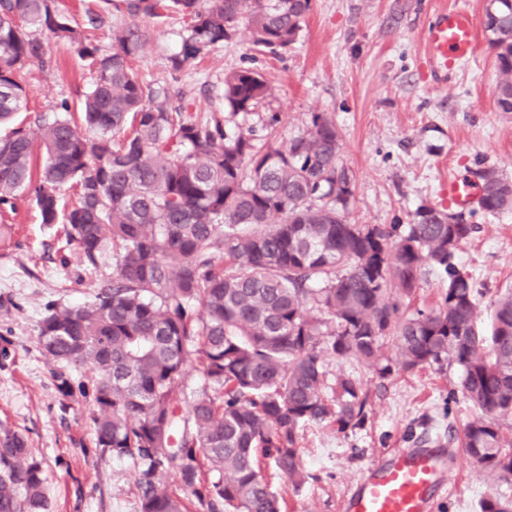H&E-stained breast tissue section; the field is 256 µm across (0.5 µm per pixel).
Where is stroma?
Segmentation results:
<instances>
[{
    "mask_svg": "<svg viewBox=\"0 0 512 512\" xmlns=\"http://www.w3.org/2000/svg\"><path fill=\"white\" fill-rule=\"evenodd\" d=\"M489 0H312L302 31L278 55L255 52L248 29L217 46L192 67L175 73L169 58L186 26L181 16L141 18L148 39L134 60L140 77L182 93L187 112L217 107L228 70L249 67L263 74L273 96L248 122L262 128L278 113L280 140L302 133L311 113H333L342 136L340 159L353 177V224H405L417 207L446 210L453 177L473 179L496 167L512 178V112L499 111V73L486 41L469 64L435 80L425 29L436 10L462 6L482 20ZM52 64L29 67L22 84L27 111L17 120L35 129L61 100L79 103L92 76L69 46L52 45ZM477 229L460 247L459 262L480 291L476 324L490 329V304L512 286V211L476 213ZM0 237V424L24 435L41 461L50 512H138L134 466L95 446L92 405L63 397L58 366L37 343L50 301L80 305L111 280V254L87 269L55 229L42 224L30 200L17 203ZM328 386L339 375L356 378L368 394L362 427L307 426L301 440L306 480L295 488L274 479L285 512H341L352 483L382 454L414 448L423 439L448 441L447 497L434 512H477L481 500L512 499V483L475 469L458 439L476 414L460 387L456 367L393 370L379 377L364 362L326 360Z\"/></svg>",
    "mask_w": 512,
    "mask_h": 512,
    "instance_id": "obj_1",
    "label": "stroma"
}]
</instances>
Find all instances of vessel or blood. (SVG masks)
I'll use <instances>...</instances> for the list:
<instances>
[{"label":"vessel or blood","instance_id":"vessel-or-blood-1","mask_svg":"<svg viewBox=\"0 0 512 512\" xmlns=\"http://www.w3.org/2000/svg\"><path fill=\"white\" fill-rule=\"evenodd\" d=\"M426 45L440 69L469 62L477 51L475 20L464 8L437 13ZM446 455L438 448H396L383 454L352 484L343 512H432L447 492Z\"/></svg>","mask_w":512,"mask_h":512}]
</instances>
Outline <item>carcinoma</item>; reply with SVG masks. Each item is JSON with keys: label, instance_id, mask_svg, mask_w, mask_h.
<instances>
[{"label": "carcinoma", "instance_id": "carcinoma-1", "mask_svg": "<svg viewBox=\"0 0 512 512\" xmlns=\"http://www.w3.org/2000/svg\"><path fill=\"white\" fill-rule=\"evenodd\" d=\"M250 7L252 44L276 55L298 38L311 0H97L85 27L113 12L187 20L179 72L237 38ZM483 33L501 76L496 103L512 112V6L493 0ZM68 44L94 73L80 105L40 124L45 160L19 126L0 137V214L28 195L43 224L92 268L112 249L115 273L82 305L56 303L40 323L44 354L82 380L56 374L63 396L93 403L96 445L135 466L138 512H282L262 464L295 488L305 481L302 429L327 420L346 431L365 418L367 395L349 375L325 393L335 355L391 372L446 364L460 371L476 416L462 447L478 468L512 480V289L493 304L490 333L476 329L479 292L457 260L476 225L421 205L407 224H351L354 195L340 164V133L326 112L286 142L257 136L247 118L272 95L250 68L224 75L221 105L205 116L182 95L141 81L131 65L146 42L137 26L112 30L101 52L55 0H0V125L26 106L18 75ZM480 210L512 211V180L480 169ZM444 271L437 308L403 310L423 270ZM204 378L188 410L181 378L189 356ZM0 512H48L41 463L25 437L0 429ZM479 512H512L501 498Z\"/></svg>", "mask_w": 512, "mask_h": 512}]
</instances>
